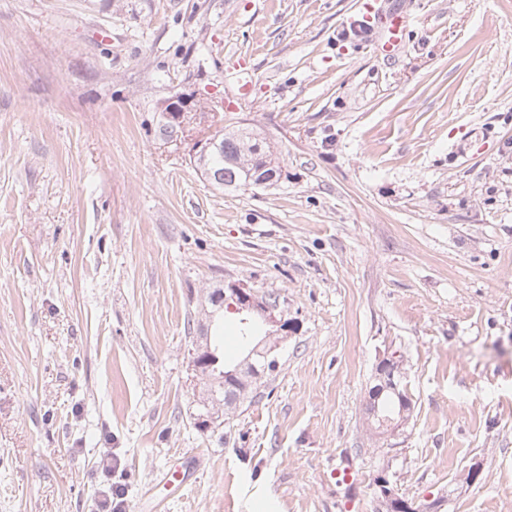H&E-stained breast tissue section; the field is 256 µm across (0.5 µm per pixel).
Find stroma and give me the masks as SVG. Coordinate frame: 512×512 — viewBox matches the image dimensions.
Masks as SVG:
<instances>
[{
    "instance_id": "1",
    "label": "stroma",
    "mask_w": 512,
    "mask_h": 512,
    "mask_svg": "<svg viewBox=\"0 0 512 512\" xmlns=\"http://www.w3.org/2000/svg\"><path fill=\"white\" fill-rule=\"evenodd\" d=\"M385 3L390 58L342 39L359 0H0V512H378L380 475L512 512V0ZM179 96L224 110L172 137ZM242 121L282 178L220 192L193 146ZM229 281L295 332L202 428ZM393 352L409 416L372 436Z\"/></svg>"
}]
</instances>
